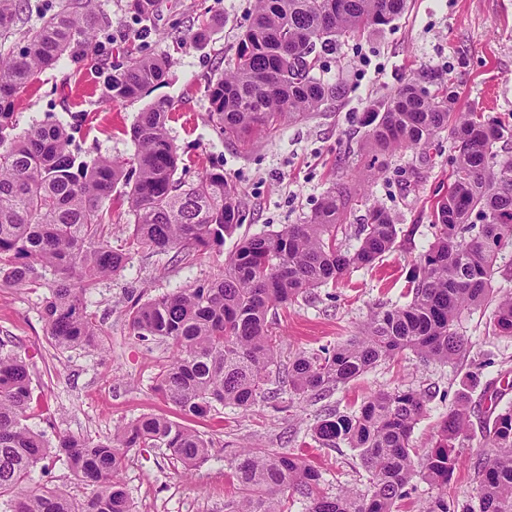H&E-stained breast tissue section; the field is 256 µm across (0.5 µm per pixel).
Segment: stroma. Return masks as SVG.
I'll use <instances>...</instances> for the list:
<instances>
[{"label": "stroma", "mask_w": 512, "mask_h": 512, "mask_svg": "<svg viewBox=\"0 0 512 512\" xmlns=\"http://www.w3.org/2000/svg\"><path fill=\"white\" fill-rule=\"evenodd\" d=\"M126 3L98 0L108 23L93 44L109 65L121 69L132 58L171 51L173 39L185 40L183 50L171 52L166 83L139 99L113 103L104 97V74L66 55L17 99L18 129L59 124L70 133L71 148L81 159L109 155L123 161L135 152L130 130L139 113L158 100H172L169 135L192 160L189 168L177 170V179L190 182L206 169L223 168L225 178L241 192L243 222L223 243L184 258L173 249L139 251L124 269L100 281L88 305L103 332L98 349L60 351L49 341L42 309L52 272H44L41 283L28 288L0 280V339L33 354L29 368L35 400L29 426L51 440L74 434L103 441L117 426L143 414L166 416L212 439V457L187 477L167 450L130 452L122 481L133 512H226V504L238 497L228 460L243 444L297 447L309 439L325 409L355 410L377 391L410 386L428 396L411 434L413 448L422 453L431 448L442 417L463 391L474 414L470 436L458 447L466 466L455 473L448 494L459 504H476L473 466L487 454L481 443L486 382H507L503 400L512 403V336L493 334V304L460 316L457 330L469 338L471 348L458 362L425 363L409 353L378 363L320 399L294 401L287 385L274 384L278 399L291 404L286 411L261 402L246 412L220 406L204 418L182 415L155 391V375L170 348L161 340L135 336L126 311L132 298L147 300L219 277L225 257L243 236L302 223L341 178L363 180L366 204L384 207L398 224L397 244L373 266L351 269L336 283L270 315L271 330L280 338L281 362L354 338L377 303L405 304L408 272L433 239L432 205L448 191L452 142L444 131L428 152L407 150L387 157L380 175L368 181L367 161L361 156L363 114L373 101L433 71L457 84L458 111L512 123V0H407L405 11L389 25L341 39L315 69L316 77L347 88L334 108L284 125L246 152L224 141L209 124L208 87L232 69L239 37L252 22L254 0H163L151 23L137 21ZM201 14L210 27L197 40L193 34ZM366 204L348 209L347 223H359ZM306 458L321 473L320 488L329 495L362 490L368 483L350 448L315 446L307 449ZM33 484L62 486L78 499L91 492L54 457L36 467Z\"/></svg>", "instance_id": "stroma-1"}]
</instances>
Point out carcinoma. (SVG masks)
Wrapping results in <instances>:
<instances>
[{
    "instance_id": "cac0c4a2",
    "label": "carcinoma",
    "mask_w": 512,
    "mask_h": 512,
    "mask_svg": "<svg viewBox=\"0 0 512 512\" xmlns=\"http://www.w3.org/2000/svg\"><path fill=\"white\" fill-rule=\"evenodd\" d=\"M406 0H255L254 18L242 33L233 70L209 86L212 127L231 143L251 144L280 126L329 108L346 95L341 84L312 75L319 56L339 39L391 23ZM162 0H127L149 21ZM22 0H0V41L13 36L18 52L0 53V277L23 288L53 271L42 310L46 335L60 349L98 348L101 329L86 313V294L123 269L131 252L166 253L178 246L206 247L240 224L241 197L224 171H210L185 184L174 178L183 159L170 139L173 104L159 100L139 113L131 129L129 162L100 156L92 162L70 150L64 127L31 126L16 132L14 103L40 72L89 45L104 22L97 0H64L35 29L17 25ZM168 55L136 58L108 74L105 96L134 100L165 81ZM437 86L430 91L431 86ZM453 82L433 72L410 81L372 104L362 150L376 161L408 149L428 150L445 129L453 141L449 192L433 208L434 241L408 277L411 301L378 306L361 336L323 354H297L282 372L270 310L286 306L374 264L391 251L399 228L383 207L366 208L354 228L357 246L343 248L344 216L357 187L339 182L302 224H286L243 238L224 260V274L182 288L127 311L134 334L168 343L171 359L156 375L155 389L180 413L205 417L215 405L247 411L271 398L272 375L281 376L297 398H319L382 360L406 351L422 361L451 363L470 342L456 330L460 315L482 306L493 292L499 255L512 249V156L498 144L512 127L478 112H456ZM134 168L129 194L115 186ZM124 199L134 215L128 249H114L104 229L112 206ZM499 336H512V293L500 295L493 312ZM33 401L27 356L0 340V512H132L120 475L128 454L164 448L183 468L206 462L213 444L166 417L146 414L97 443L58 437L56 457L92 488L77 502L66 489H28L34 467L50 456L44 434L26 424ZM414 389L382 390L351 412L328 410L312 428L323 448L346 445L369 475L363 491L334 497L320 490V474L294 451L259 445L235 453L229 466L239 498L230 512H290L288 493L307 500L305 512H397L395 504L419 478L435 486L427 512H512V405L490 399L483 426L486 460L474 467L477 507L458 509L448 484L465 465L456 443L470 431V406L461 396L448 407L432 448H410L413 428L425 411Z\"/></svg>"
}]
</instances>
